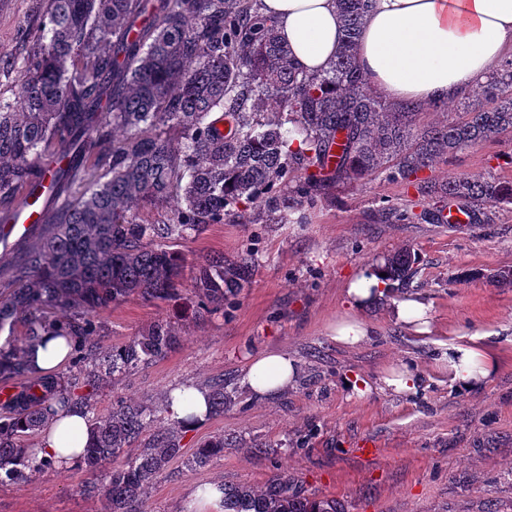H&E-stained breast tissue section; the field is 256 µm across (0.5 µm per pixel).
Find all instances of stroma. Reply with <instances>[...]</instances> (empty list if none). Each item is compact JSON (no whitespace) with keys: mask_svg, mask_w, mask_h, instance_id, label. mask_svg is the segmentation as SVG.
<instances>
[{"mask_svg":"<svg viewBox=\"0 0 512 512\" xmlns=\"http://www.w3.org/2000/svg\"><path fill=\"white\" fill-rule=\"evenodd\" d=\"M40 0H0V96L11 97L14 59L35 34ZM492 173L512 182V135L458 152L436 164L433 178ZM304 224H213L183 246L189 258L230 256L253 247L259 266L234 311L205 323L182 301L132 299L98 316L103 346L122 343L147 325L179 322L182 346L100 394L97 411L115 394L160 395L223 377L238 402L186 433V453L223 435L222 457L190 471L174 460L149 489L147 512H187L192 490L211 482L264 484L279 471L321 496L350 503V512H512V288L487 280L512 269V208L493 223L377 224L382 202L404 199L401 186L376 179L338 187ZM416 256L406 286L430 307L435 330L416 335L391 317L390 302L362 312L346 288L355 276L401 250ZM361 314L373 328L356 347L331 340L342 317ZM477 339L497 359L491 379L457 390L443 355L449 341ZM288 354L297 375L288 387L256 395L243 382L250 356ZM408 370L413 390H385V378ZM268 444V453L250 446ZM88 473L53 468L0 485V512H103L87 497Z\"/></svg>","mask_w":512,"mask_h":512,"instance_id":"35a3bbf8","label":"stroma"}]
</instances>
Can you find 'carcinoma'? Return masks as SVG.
<instances>
[{"mask_svg": "<svg viewBox=\"0 0 512 512\" xmlns=\"http://www.w3.org/2000/svg\"><path fill=\"white\" fill-rule=\"evenodd\" d=\"M371 0H338L342 44L321 74L291 60L259 0H42L38 35L16 64L13 97H0V217L27 187L53 192L51 221L20 243L0 278V484L52 467L28 441L52 418L89 414L91 443L78 468L84 493L106 512H145L147 491L181 456L184 431L156 429L148 396L96 398L142 366L178 349L176 323L154 322L102 348L100 312L131 298L172 302L188 287L192 318L234 308L258 258L250 248L191 262L182 244L211 224H305L341 185L382 176L434 200L427 222L444 224L455 204L470 222H492L512 204V182L493 174L435 181L420 173L448 155L512 134V60L488 84L453 101L460 114L426 124L446 102L389 103L356 64ZM376 219L411 224L402 203ZM409 250L379 265L401 285L415 273ZM23 333L14 335L16 326ZM60 336L68 365L34 371L32 351ZM208 410L236 403L209 382ZM224 455V436L187 459L202 469ZM224 512H349L285 474L262 486L224 489Z\"/></svg>", "mask_w": 512, "mask_h": 512, "instance_id": "1", "label": "carcinoma"}]
</instances>
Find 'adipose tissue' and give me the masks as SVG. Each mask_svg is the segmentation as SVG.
<instances>
[{
	"label": "adipose tissue",
	"instance_id": "1",
	"mask_svg": "<svg viewBox=\"0 0 512 512\" xmlns=\"http://www.w3.org/2000/svg\"><path fill=\"white\" fill-rule=\"evenodd\" d=\"M261 11L302 70L320 73L334 61L342 37L336 0H261ZM511 49L512 0H372L356 60L382 98L433 103L486 84ZM346 293L359 308L391 295L395 321L418 334L431 331L420 296L391 291L379 272L355 277ZM445 360L461 390L481 387L495 369L488 351L462 342L449 343ZM295 375L294 360L268 352L250 359L244 382L255 393L274 394ZM169 410L183 429H194L207 417L205 390L190 384L173 390ZM89 442L84 416L57 417L42 430L37 456L67 470L82 461Z\"/></svg>",
	"mask_w": 512,
	"mask_h": 512
}]
</instances>
